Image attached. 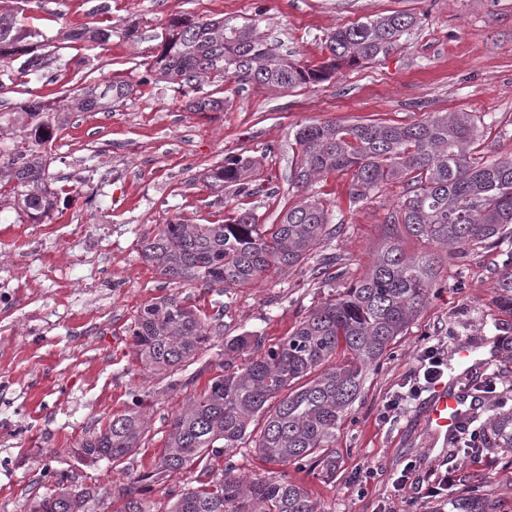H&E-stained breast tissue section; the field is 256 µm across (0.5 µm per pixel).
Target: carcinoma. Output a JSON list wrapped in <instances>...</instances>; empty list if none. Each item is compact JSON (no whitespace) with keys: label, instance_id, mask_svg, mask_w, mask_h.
I'll list each match as a JSON object with an SVG mask.
<instances>
[{"label":"carcinoma","instance_id":"cac0c4a2","mask_svg":"<svg viewBox=\"0 0 512 512\" xmlns=\"http://www.w3.org/2000/svg\"><path fill=\"white\" fill-rule=\"evenodd\" d=\"M15 0H0V88L13 81L10 63L41 75L47 56L37 52L49 38L24 24ZM414 23L393 13L343 27L327 41V61L303 66L269 48L250 23L197 20L180 16L166 27L162 53L147 64L157 81L198 88L206 81L232 78L246 85L283 90L320 83L343 65H357L393 46ZM112 26L70 30V42L112 40ZM134 85L113 80L83 90L60 108L40 98L0 113V211L39 222L54 210L50 154L41 149L73 112H110L132 95ZM479 136L466 112L435 113L413 124L383 122L311 123L296 134V188L305 190L323 174L351 175L350 197L362 200L390 182L409 187L392 215L384 240L355 282L315 307L283 341L263 348V337L245 334L226 345L224 373L189 401L171 422L164 452L139 483L219 458L245 440L254 419L262 427L254 445L271 464L313 465L336 470V430L364 387L366 369L377 364L404 335L437 285L441 264L482 246L512 239V159L474 157L469 146ZM256 160H229L211 174L213 186L237 184ZM437 246L442 253H404L397 227ZM324 204L304 196L278 224H260L249 208L238 207L224 224H159L140 239L143 257L167 279L204 288H237L256 283L271 269H290L315 259L314 272L326 281L343 276L333 257L314 258V250L333 235ZM499 308L512 315V254L496 273ZM211 328L195 309L158 298L140 309L130 329L136 357L150 372L182 367L201 352ZM254 350L238 364L230 355ZM140 411L112 417L106 427L79 443L80 464L116 462L139 447ZM480 443L512 451V412L499 411L483 426ZM198 486L173 494L167 512H319L308 491L283 477L246 482L230 471L206 466ZM94 488L61 477L26 512H85ZM119 512H150L145 498L127 486L113 491ZM453 512H488L475 490L462 491Z\"/></svg>","mask_w":512,"mask_h":512}]
</instances>
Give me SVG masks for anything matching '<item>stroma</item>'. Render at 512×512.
<instances>
[{
    "label": "stroma",
    "instance_id": "obj_1",
    "mask_svg": "<svg viewBox=\"0 0 512 512\" xmlns=\"http://www.w3.org/2000/svg\"><path fill=\"white\" fill-rule=\"evenodd\" d=\"M26 8L34 26L50 36L136 20L140 38L116 36L96 48L67 44L50 53L42 76L18 73L0 88V110L8 111L36 96L62 105L110 80L137 87L111 111L72 114L54 136L50 171L58 201L37 231L38 250L30 248L31 224L0 211V287L60 255L70 259L59 278L42 280L38 300L20 297L0 312V377L12 380L0 386V512H24L26 500L45 493L60 472L95 487L88 512H116L111 489L152 470L175 414L220 373L225 342L255 333L265 346L279 343L315 306L358 279L407 190L392 183L354 202L350 175L327 174L313 183L310 194L341 227L317 249L336 256L345 271L329 285L314 279L306 263L226 291L176 283L141 257L138 238L173 220L223 223L239 204L259 223H279L301 198L295 136L311 122L409 124L434 112H466L480 130L477 155L511 159L512 0H28ZM395 12L413 16L415 24L375 59L290 90L243 87L231 79L203 85L202 95L223 99L218 112L187 111V93L146 79L145 64L160 53L164 25L174 16L256 20L268 45L317 65L336 29ZM238 155L257 161L253 195L231 184L217 189L209 178ZM104 222L111 232L101 241L100 286L89 293L80 285L81 256ZM510 249L507 241L445 262L428 303L368 370L360 398L337 430L335 476L265 463L250 447L224 454L219 469L247 481L285 476L306 488L323 512H450V501L469 487L512 512V452L485 448L473 458L433 439L424 423L425 395L408 390L426 347L454 368L455 350L466 344L474 365L456 385L481 400L465 433L479 430L494 410H512V357H491L487 343L495 323L506 319L493 283ZM158 297L198 309L214 334L192 364L152 373L136 360L128 329ZM134 407L144 415V437L129 456L93 467L69 457V449ZM404 471L409 481L395 490L393 481ZM444 475L449 482L442 488Z\"/></svg>",
    "mask_w": 512,
    "mask_h": 512
}]
</instances>
